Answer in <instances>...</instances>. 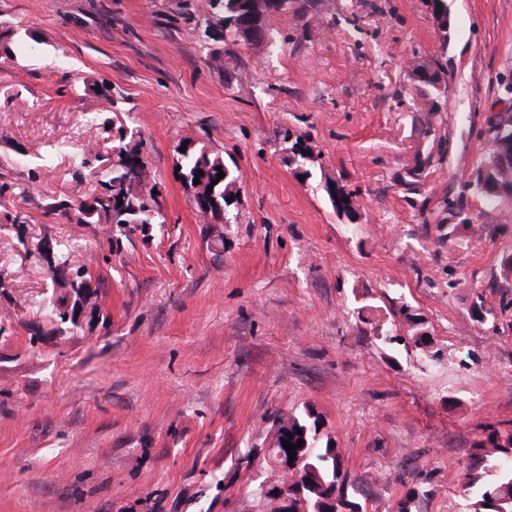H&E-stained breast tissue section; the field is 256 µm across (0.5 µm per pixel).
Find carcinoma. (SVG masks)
<instances>
[{
    "instance_id": "cac0c4a2",
    "label": "carcinoma",
    "mask_w": 512,
    "mask_h": 512,
    "mask_svg": "<svg viewBox=\"0 0 512 512\" xmlns=\"http://www.w3.org/2000/svg\"><path fill=\"white\" fill-rule=\"evenodd\" d=\"M274 11L265 15H253L248 8V0H209L213 14L222 25L224 40L241 43L244 35L241 27L253 30L254 34L266 35V47L277 45L278 31L271 28L270 18L286 16L293 11L295 0H274ZM428 69L431 77L423 84L438 89L446 82L447 71L443 66L424 61L412 69V73ZM486 133L491 142L490 151L484 155L487 164L476 168L474 179L461 187L457 197L448 201V210L461 216V223H469L465 216L463 197L471 193L483 199L494 208L502 204V199L490 193L494 183L512 187V114L489 122ZM148 166L147 153L128 149L119 151L116 160L108 167L104 179L100 180L101 192L92 197L94 207L84 210V202L73 204L56 201L47 209L62 211L72 224H100L108 233L109 248L120 243L125 237L146 224H163L165 217L155 198L154 190L144 191L141 183L130 178L133 169ZM177 166L184 186L195 184L197 172L207 180L212 192L206 196V204L201 207L207 218L228 223L236 218L232 207L237 203L239 171L227 165L224 156L204 144L196 145L185 152H178ZM224 178L217 179V174ZM326 193L333 209L339 215L351 216L355 213V194L339 181H327ZM72 245L68 242L57 244L50 262L56 271L63 270L70 261ZM69 287L76 296L93 308H99L96 294L89 291L92 276L84 265L72 270ZM374 335L391 347L403 341L395 334L394 326L383 324L374 328ZM413 345L426 365L441 363V350L434 348L433 337L426 331L411 334ZM321 416L307 407L300 414H283L273 418L271 427L293 435L291 443L303 441L295 454L302 458L300 480L288 477V498L294 503L292 512H363V506L349 493L347 475L343 472L342 451L331 446L333 439L325 434L318 424ZM302 433H297V430ZM462 512H512V432L503 433L497 429L489 432L474 455L470 471L462 484Z\"/></svg>"
}]
</instances>
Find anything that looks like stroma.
I'll use <instances>...</instances> for the list:
<instances>
[{
  "label": "stroma",
  "mask_w": 512,
  "mask_h": 512,
  "mask_svg": "<svg viewBox=\"0 0 512 512\" xmlns=\"http://www.w3.org/2000/svg\"><path fill=\"white\" fill-rule=\"evenodd\" d=\"M445 4L446 33L428 0H296L271 51L224 41L209 0H0V512H252L271 470L243 454L307 406L364 512L410 488L418 512H462L476 446L512 430V205L467 197L465 227L447 201L512 98V0ZM435 58L431 112L411 70ZM93 113L144 142L166 217L113 249L46 209L99 190L104 163L80 165ZM183 140L239 168L221 243L177 176ZM329 179L354 192L356 230ZM67 239L100 310L63 332L44 256ZM366 303L386 322L410 305L443 362L382 345Z\"/></svg>",
  "instance_id": "obj_1"
}]
</instances>
